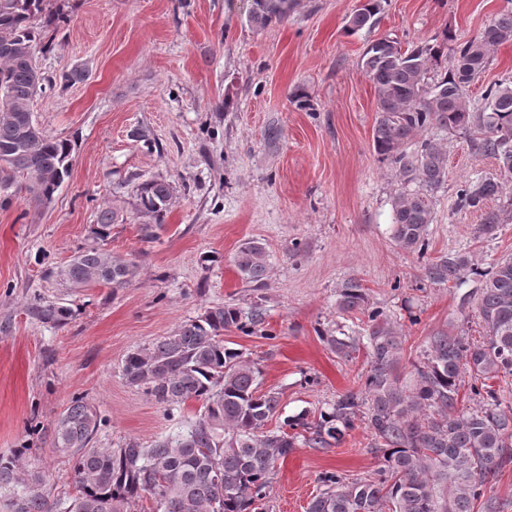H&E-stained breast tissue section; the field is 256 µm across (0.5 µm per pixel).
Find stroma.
Returning <instances> with one entry per match:
<instances>
[{
  "mask_svg": "<svg viewBox=\"0 0 512 512\" xmlns=\"http://www.w3.org/2000/svg\"><path fill=\"white\" fill-rule=\"evenodd\" d=\"M361 0H296L287 21L262 30L246 17L251 0H65L67 24L40 54L46 76L81 70L85 80L38 95L31 110L47 133L71 140L70 175L40 204L15 191L0 207V458L40 475L50 499L76 496L71 451L54 445L71 400L84 398L104 423L95 448L149 445L195 420L189 401L168 416L123 375L127 353L172 333L215 304L260 306L253 333L235 327L224 343L259 363L262 390L280 394L281 417L315 420L336 397L361 390L365 351L345 359L323 334L358 335L359 314L338 307L340 287L359 278L370 306L396 320L404 359L446 329L479 339L474 285L424 281L414 255L391 239L397 168L372 148L377 102L359 60L368 43H434L479 35L512 0H387L376 25L348 33ZM512 81V43L497 47L466 89L480 103L488 84ZM314 106L290 100L295 88ZM279 131L268 142L269 128ZM150 132L151 144L136 141ZM448 176L436 193L430 250L469 251L487 267L512 257V181L487 207L502 213L495 238L480 239L481 212L459 209L456 193L474 176L497 178L492 156L467 137L439 133ZM163 177L174 186L165 224L140 235L135 190ZM121 207L103 247L135 259L127 287L74 285L58 275L89 243L98 211ZM248 238L265 243L267 286L255 292L234 256ZM69 308L65 325L42 322L35 304ZM364 421L340 445L299 446L276 468L262 512H306L322 473L373 476L381 455Z\"/></svg>",
  "mask_w": 512,
  "mask_h": 512,
  "instance_id": "stroma-1",
  "label": "stroma"
}]
</instances>
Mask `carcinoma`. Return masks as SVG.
<instances>
[{"instance_id":"1","label":"carcinoma","mask_w":512,"mask_h":512,"mask_svg":"<svg viewBox=\"0 0 512 512\" xmlns=\"http://www.w3.org/2000/svg\"><path fill=\"white\" fill-rule=\"evenodd\" d=\"M382 2L365 0L349 17L348 32L373 27ZM294 7L295 0H252L247 23L264 29L288 20ZM61 18V5L52 0H0V151L14 154L0 166L5 206L18 174L39 202L51 201L70 174L72 142L47 134L30 109L33 98L52 85L31 52L48 49L47 34ZM508 42L512 11H503L465 42L449 29L435 44L406 49L397 40L380 39L368 44L360 58L376 94L374 152L394 164L401 178L391 202L392 239L417 256L423 278L433 285L460 288L476 279L482 340L439 330L405 378L402 330L383 311L366 308L361 280L349 278L341 286L340 309L367 315L364 334L325 340L344 358L365 348L364 388L338 395L312 422L286 419L268 430L278 413L279 393L261 391L258 364L224 344L225 328L251 332L263 324V313L258 306L245 313L232 305L210 306L163 339L131 350L123 364L127 382L144 389L168 413L198 400L200 416L146 447L132 442L115 450L91 448L102 419L83 399H73L58 423L55 447L75 449L77 496L50 503L42 493H29L35 475L20 470L14 460L0 459V489H22L16 493V512H132L146 494L155 498L158 512H255L279 461L301 443L311 448L341 443L359 418L382 453L383 467L373 477L354 481L323 473L325 490L307 512H476L486 490L512 463V409H506L503 389L492 384L512 376V259L483 269L460 251L428 256L435 193L448 174L447 152L428 133L437 129L469 136L472 149L493 156L504 176H512V84L487 86L476 110L464 96L487 67L490 52ZM448 49L455 64L440 72L439 60ZM505 188L502 179L471 178L458 190L457 206L484 211ZM172 197L173 186L165 179L138 184L136 206L147 218L140 227L143 241H151L163 226ZM119 213L116 205L98 211L93 242L59 276L76 285L123 288L132 282L137 263L101 247ZM500 224L499 213L485 211L478 233L494 236ZM234 262L252 290L267 286L260 242L243 243ZM32 311L56 326L70 316L67 307L54 303H38ZM466 378L477 399L472 410L459 407Z\"/></svg>"}]
</instances>
